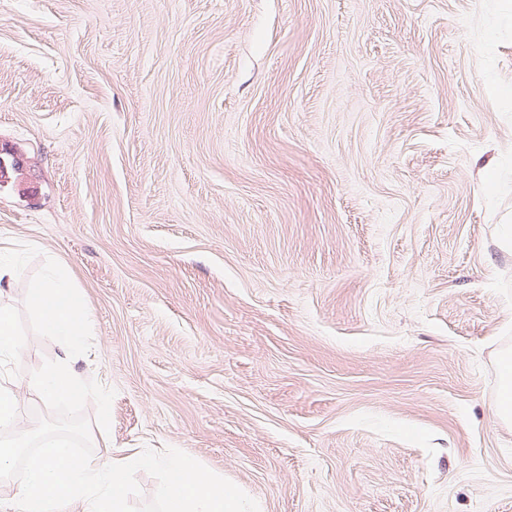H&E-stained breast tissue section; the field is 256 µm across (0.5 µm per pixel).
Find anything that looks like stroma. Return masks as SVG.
Wrapping results in <instances>:
<instances>
[{
  "instance_id": "stroma-1",
  "label": "stroma",
  "mask_w": 512,
  "mask_h": 512,
  "mask_svg": "<svg viewBox=\"0 0 512 512\" xmlns=\"http://www.w3.org/2000/svg\"><path fill=\"white\" fill-rule=\"evenodd\" d=\"M0 236L92 312L113 448L260 512H512V0H0ZM503 386L498 397V415L504 422L512 419V358L505 354L500 363Z\"/></svg>"
}]
</instances>
